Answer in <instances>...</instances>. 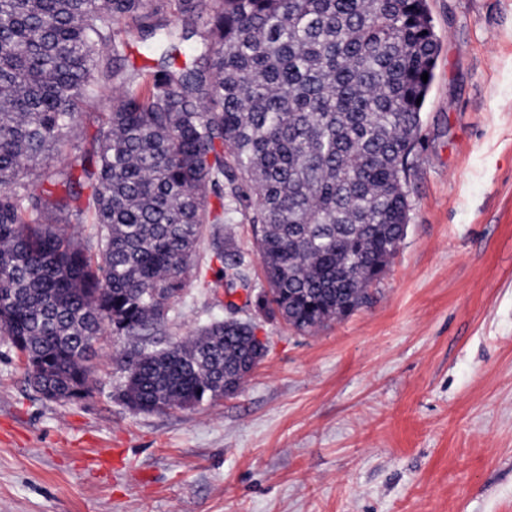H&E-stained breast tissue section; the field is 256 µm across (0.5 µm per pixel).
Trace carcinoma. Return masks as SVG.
<instances>
[{"mask_svg": "<svg viewBox=\"0 0 512 512\" xmlns=\"http://www.w3.org/2000/svg\"><path fill=\"white\" fill-rule=\"evenodd\" d=\"M132 43L156 64L127 66ZM437 52L428 0H0V335L33 390L91 396L106 332L141 413L240 389L253 321L155 339L208 222L252 224L267 316L309 333L366 303L408 224ZM99 76L118 95L91 149L44 169ZM86 218L93 246L64 229ZM215 257L225 293L249 288L230 240Z\"/></svg>", "mask_w": 512, "mask_h": 512, "instance_id": "obj_1", "label": "carcinoma"}]
</instances>
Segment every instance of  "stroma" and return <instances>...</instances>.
<instances>
[{
	"label": "stroma",
	"instance_id": "obj_1",
	"mask_svg": "<svg viewBox=\"0 0 512 512\" xmlns=\"http://www.w3.org/2000/svg\"><path fill=\"white\" fill-rule=\"evenodd\" d=\"M435 78L411 157L407 232L368 302L310 333L254 318L242 389L132 413L103 336L97 387L43 399L0 337V512H512V0H428ZM103 85L52 165L91 146ZM231 237L266 289L250 224H209L163 337L230 314L209 264ZM120 448L95 470L81 449Z\"/></svg>",
	"mask_w": 512,
	"mask_h": 512
}]
</instances>
